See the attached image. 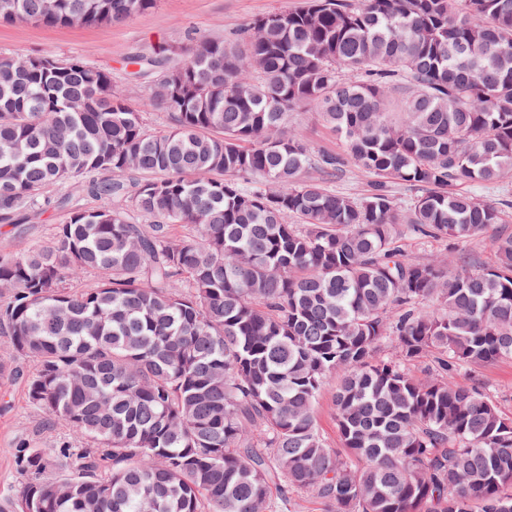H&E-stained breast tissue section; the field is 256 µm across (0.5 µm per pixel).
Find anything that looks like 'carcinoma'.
I'll list each match as a JSON object with an SVG mask.
<instances>
[{
    "label": "carcinoma",
    "instance_id": "carcinoma-1",
    "mask_svg": "<svg viewBox=\"0 0 512 512\" xmlns=\"http://www.w3.org/2000/svg\"><path fill=\"white\" fill-rule=\"evenodd\" d=\"M154 4L0 0V19L117 25ZM270 17L189 36L138 107L106 68L0 53V225L49 188L67 209L50 244L0 250V385L69 429L49 453L17 443L14 512H512V418L455 381L512 359V233L487 264L405 249L509 223L462 187L512 174V0ZM304 108L342 152L288 129ZM348 161L359 197L326 186ZM397 184L418 189L402 207ZM427 356L420 380L406 365ZM333 377L339 448L315 419Z\"/></svg>",
    "mask_w": 512,
    "mask_h": 512
}]
</instances>
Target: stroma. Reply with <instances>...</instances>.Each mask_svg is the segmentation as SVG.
<instances>
[{"label":"stroma","mask_w":512,"mask_h":512,"mask_svg":"<svg viewBox=\"0 0 512 512\" xmlns=\"http://www.w3.org/2000/svg\"><path fill=\"white\" fill-rule=\"evenodd\" d=\"M305 0H156L154 7L125 23L112 26H43L0 20V53L22 56H78L90 64L110 69L112 79L128 99L141 101L150 94L153 78L130 76L127 61L139 54H160L177 61L189 57V33L209 38H230L248 21L259 16L303 7ZM289 127L313 151L337 153L341 143L321 121L318 113H293ZM65 218L63 212L46 208L21 227L0 228V245L48 244L53 227ZM411 251L423 258L455 260L462 252L475 254L482 262L494 258V236L486 234L469 243L433 238L413 241ZM460 384L482 383L500 410L512 417V360L475 369L461 370ZM65 427L48 433L38 427V417L24 399L20 386H12L0 397V506L16 493L19 476L14 469L13 450L26 439L40 447L53 448Z\"/></svg>","instance_id":"1"}]
</instances>
